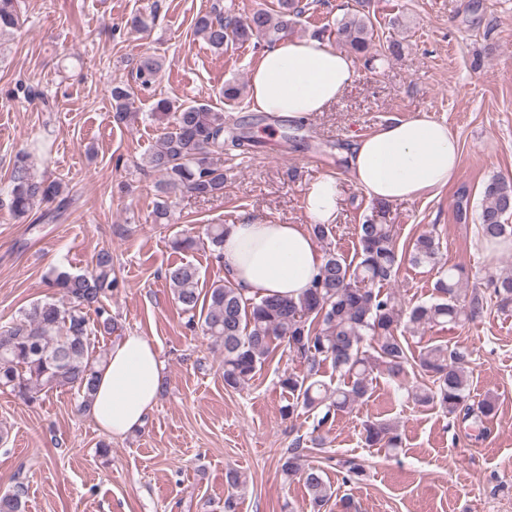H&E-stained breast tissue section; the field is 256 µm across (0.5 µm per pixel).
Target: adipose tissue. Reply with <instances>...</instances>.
<instances>
[{"label": "adipose tissue", "mask_w": 512, "mask_h": 512, "mask_svg": "<svg viewBox=\"0 0 512 512\" xmlns=\"http://www.w3.org/2000/svg\"><path fill=\"white\" fill-rule=\"evenodd\" d=\"M355 76L352 58L318 38L282 37L262 54L250 76L251 108L294 121L325 111ZM460 162L459 145L446 124L420 113L393 117L355 138L349 176L371 200H413L447 187ZM335 177L312 182L304 197L309 222L336 218ZM224 270L243 292L299 297L321 264L304 225L242 219L224 236ZM159 355L144 336L129 333L112 346L100 367L90 414L99 427L125 436L153 409L160 385Z\"/></svg>", "instance_id": "ef3b65f1"}]
</instances>
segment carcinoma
Segmentation results:
<instances>
[{
    "instance_id": "1",
    "label": "carcinoma",
    "mask_w": 512,
    "mask_h": 512,
    "mask_svg": "<svg viewBox=\"0 0 512 512\" xmlns=\"http://www.w3.org/2000/svg\"><path fill=\"white\" fill-rule=\"evenodd\" d=\"M301 0H278V11L256 10L244 20L232 16L197 19L196 32L215 49L245 43L252 38L277 41L280 33L297 22L305 12ZM20 22L19 0H0V32L14 29ZM336 35L365 64L397 55L400 44L391 43L386 52L373 49V25L369 16L346 13L336 20ZM163 69L161 58H143L135 77L141 85L154 82ZM115 121L127 118L132 106L131 92L112 89ZM152 117L167 122L168 131L148 155L145 167L162 176L167 189L183 187L199 198L224 191V113L205 105L157 101ZM66 186L59 180L38 178L31 172L29 155L17 157L11 173L10 207L24 215L41 206L66 201ZM478 214L480 245L496 250L512 242V180L494 175L481 191ZM224 224H208L204 229L207 244L219 252L224 245ZM357 247L351 260L325 251L310 288L301 297L261 296L246 298L242 289L226 280L198 288L200 273L191 263L168 267L165 280L188 323L201 321L205 334L224 351V384L238 389L261 371L278 341L303 363L300 372L283 373L279 386L290 402L282 414L302 410L314 415L316 436L311 443L322 444L318 434L336 414L369 399L374 373L399 381L408 368L429 375V385L411 390L412 399L422 406H438L448 415H462L471 421L478 436L485 434L484 422L497 414L495 401L470 403V374L466 370L470 352L447 344L425 345L413 354L400 326L412 328L455 327L482 316L489 305L497 310H512V272L489 273L471 289L462 287L463 269L439 265V243L432 233L417 237L408 252L414 266L439 267L432 300L405 312L391 293L381 288L395 279L400 261L393 225L381 224L370 216L356 227ZM48 287L64 301L44 300L21 311V318L0 328V388L32 403L39 394L61 387L83 393L81 407L89 410L98 370L103 357L90 350L92 333L88 312L97 316L96 329L103 335L117 330V323L104 304L119 281L112 266V252L101 248L90 272L73 274L54 270L47 277ZM339 374L332 387L317 379L326 363ZM364 440L370 446L396 450L401 438L397 429L384 420L365 424ZM344 482L351 483L364 473V464L354 459L341 463ZM286 476H297L320 509L333 497L334 490L324 478V470L304 461L300 448H292L280 459ZM233 492L224 499V512H236L235 491L246 485L237 471L226 475ZM22 486L0 495V512H22Z\"/></svg>"
}]
</instances>
